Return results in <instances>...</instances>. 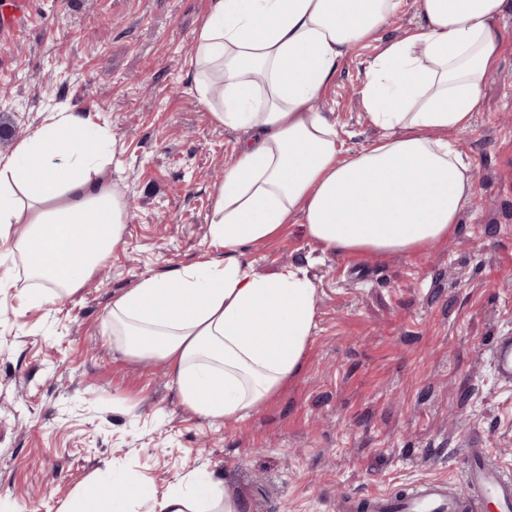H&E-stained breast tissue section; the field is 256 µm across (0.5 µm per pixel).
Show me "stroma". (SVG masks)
I'll return each mask as SVG.
<instances>
[{"instance_id":"stroma-1","label":"stroma","mask_w":512,"mask_h":512,"mask_svg":"<svg viewBox=\"0 0 512 512\" xmlns=\"http://www.w3.org/2000/svg\"><path fill=\"white\" fill-rule=\"evenodd\" d=\"M209 4L31 0L24 30L0 31V157L51 116L83 115L109 138L107 175L129 203L122 243L72 295L35 299L0 244V512H60L98 477L161 493L195 473L248 512H343L349 498L459 480L469 448L512 471V383L491 361L512 327V11L483 108L456 136L476 181L446 245L340 258L290 224L246 248L256 273L297 266L316 287L303 367L263 408L212 421L182 404L165 364L113 349V296L216 252L212 190L241 133L191 90ZM421 21L417 0H401L316 102L347 148L380 134L359 98L367 59Z\"/></svg>"}]
</instances>
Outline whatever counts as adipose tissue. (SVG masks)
Here are the masks:
<instances>
[{
    "instance_id": "1",
    "label": "adipose tissue",
    "mask_w": 512,
    "mask_h": 512,
    "mask_svg": "<svg viewBox=\"0 0 512 512\" xmlns=\"http://www.w3.org/2000/svg\"><path fill=\"white\" fill-rule=\"evenodd\" d=\"M418 2L416 31L367 61L360 101L382 135L352 150L311 104L400 0H211L195 32L194 93L215 123L249 133L213 193L210 236L222 253L142 278L113 297L109 318L113 347L169 365L195 413L231 421L258 410L300 372L315 326L312 281L291 266L257 275L245 246L297 217L341 256L412 257L457 233L475 174L451 137L482 108L512 0ZM86 127L74 114L47 122L0 159V240H12L38 289L76 293L123 239L128 204ZM132 498L152 500V512H247L203 474L158 498L141 484L125 500L92 484L62 512H129Z\"/></svg>"
}]
</instances>
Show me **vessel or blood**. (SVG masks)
Listing matches in <instances>:
<instances>
[{
    "mask_svg": "<svg viewBox=\"0 0 512 512\" xmlns=\"http://www.w3.org/2000/svg\"><path fill=\"white\" fill-rule=\"evenodd\" d=\"M493 361L498 375L512 382V335L497 337ZM471 463L460 482H429L419 485L412 498L393 500L388 495L371 497L373 512H512V472L497 465L486 449H469Z\"/></svg>",
    "mask_w": 512,
    "mask_h": 512,
    "instance_id": "obj_1",
    "label": "vessel or blood"
}]
</instances>
